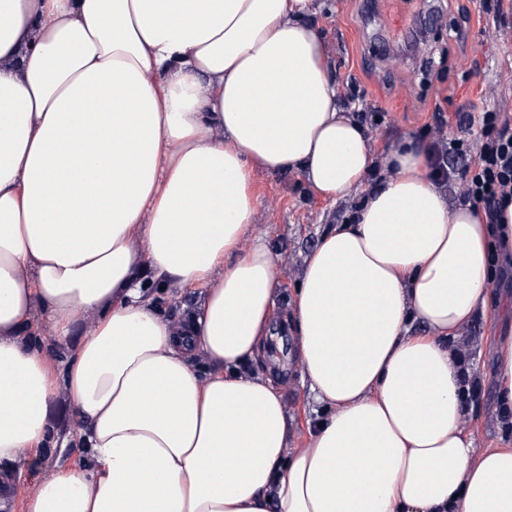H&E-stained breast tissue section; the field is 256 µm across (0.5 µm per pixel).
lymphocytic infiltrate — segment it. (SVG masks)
<instances>
[{
	"label": "lymphocytic infiltrate",
	"instance_id": "obj_1",
	"mask_svg": "<svg viewBox=\"0 0 512 512\" xmlns=\"http://www.w3.org/2000/svg\"><path fill=\"white\" fill-rule=\"evenodd\" d=\"M455 118L460 135L453 139L441 113L422 127L434 181L475 205L486 223H499L505 205L512 202V118L493 105L475 114L464 104ZM475 128L481 137L477 146L471 141Z\"/></svg>",
	"mask_w": 512,
	"mask_h": 512
}]
</instances>
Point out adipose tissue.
<instances>
[{"label": "adipose tissue", "instance_id": "1", "mask_svg": "<svg viewBox=\"0 0 512 512\" xmlns=\"http://www.w3.org/2000/svg\"><path fill=\"white\" fill-rule=\"evenodd\" d=\"M314 0H0V463L51 442L66 390L89 449L26 512H512V448L461 428L452 342L494 299L484 224L424 144L345 115ZM359 194L309 257L289 316L331 413L306 447L246 376L275 307L267 239L241 249L252 168ZM203 289L174 329L144 285ZM93 313L63 368L23 333ZM209 366L200 375L191 355Z\"/></svg>", "mask_w": 512, "mask_h": 512}]
</instances>
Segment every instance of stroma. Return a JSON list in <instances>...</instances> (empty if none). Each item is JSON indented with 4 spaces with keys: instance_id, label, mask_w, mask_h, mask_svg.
Masks as SVG:
<instances>
[{
    "instance_id": "obj_1",
    "label": "stroma",
    "mask_w": 512,
    "mask_h": 512,
    "mask_svg": "<svg viewBox=\"0 0 512 512\" xmlns=\"http://www.w3.org/2000/svg\"><path fill=\"white\" fill-rule=\"evenodd\" d=\"M484 0H450L440 24L425 28L423 37L431 45L447 47L445 66H427L426 57L414 53L407 41L397 40L410 28L405 16L390 12L386 0H318L312 21L326 35L333 49V76L339 91L356 85L366 93L368 105L385 112L382 124L367 132L374 155L405 136H418L433 113L453 118L459 105L481 109L497 105L512 117V33L503 34ZM471 59L468 72H461L457 57ZM258 198L249 235L265 236L275 260L276 306L271 326L284 323L306 259L316 246L322 229L337 223L346 201L331 202L312 190L301 174L253 169ZM87 315L72 328L67 339L54 336L42 314H35L28 333L54 366H62L92 327ZM512 336V310L489 308L481 313L453 342L459 350L467 376L462 428L472 434L480 448H512V410L502 408L493 384L492 357L497 338ZM276 369L283 380L277 388L288 416V445L304 447L316 421L314 404L299 358L297 336L288 338L283 361L263 355L249 365L251 375ZM53 430L51 444L42 451L8 465L0 463V475L10 483L0 485V498H7L6 512H26L28 499L38 484L53 477L62 466L76 465L86 456L73 442L83 418L66 391H59L48 411Z\"/></svg>"
}]
</instances>
